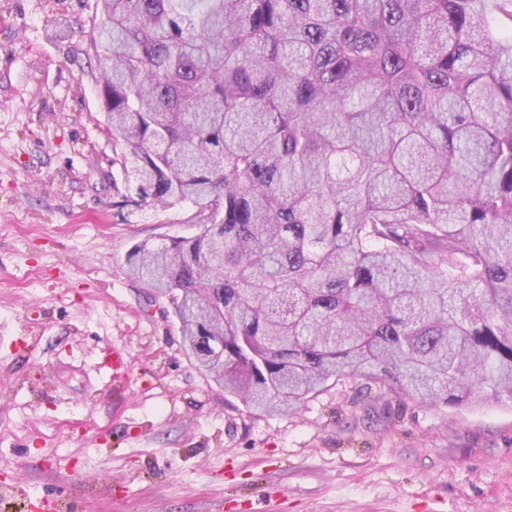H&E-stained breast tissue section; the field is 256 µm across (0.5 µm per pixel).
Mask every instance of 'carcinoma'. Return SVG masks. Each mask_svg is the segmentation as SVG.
Listing matches in <instances>:
<instances>
[{"instance_id": "cac0c4a2", "label": "carcinoma", "mask_w": 512, "mask_h": 512, "mask_svg": "<svg viewBox=\"0 0 512 512\" xmlns=\"http://www.w3.org/2000/svg\"><path fill=\"white\" fill-rule=\"evenodd\" d=\"M126 254L224 393L512 400V0H97Z\"/></svg>"}]
</instances>
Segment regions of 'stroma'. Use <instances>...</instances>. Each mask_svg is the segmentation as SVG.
I'll list each match as a JSON object with an SVG mask.
<instances>
[{
	"instance_id": "obj_1",
	"label": "stroma",
	"mask_w": 512,
	"mask_h": 512,
	"mask_svg": "<svg viewBox=\"0 0 512 512\" xmlns=\"http://www.w3.org/2000/svg\"><path fill=\"white\" fill-rule=\"evenodd\" d=\"M95 2L0 0V512H512L510 400L344 379L266 415L183 354L125 256L198 227L189 205L126 201L85 53ZM114 348L120 385L99 369Z\"/></svg>"
}]
</instances>
